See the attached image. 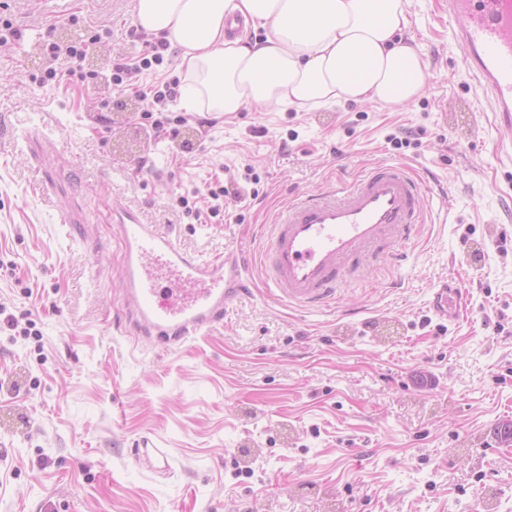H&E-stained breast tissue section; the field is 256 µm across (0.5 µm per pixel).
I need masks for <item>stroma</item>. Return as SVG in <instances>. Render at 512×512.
Listing matches in <instances>:
<instances>
[{"label":"stroma","instance_id":"obj_1","mask_svg":"<svg viewBox=\"0 0 512 512\" xmlns=\"http://www.w3.org/2000/svg\"><path fill=\"white\" fill-rule=\"evenodd\" d=\"M407 7L430 71L417 101L225 116L170 101L174 135L140 94L178 59L122 93L33 81L46 37L101 34L91 70L138 54L133 0H70L51 22L0 0L22 34L0 47V308L18 323L0 330V512H512V142L445 0ZM383 161L431 189L402 258L344 283L341 306L280 300L261 264L278 211ZM218 183L239 192L218 216L179 204ZM115 203L195 255L242 253L249 297L178 349L130 348ZM445 283L459 319L433 311ZM145 438L165 471L136 460ZM448 293L455 298V309L453 317L459 316L462 309L463 293L460 288H448V284H443L434 294L433 308L437 315L441 318L448 319Z\"/></svg>","mask_w":512,"mask_h":512}]
</instances>
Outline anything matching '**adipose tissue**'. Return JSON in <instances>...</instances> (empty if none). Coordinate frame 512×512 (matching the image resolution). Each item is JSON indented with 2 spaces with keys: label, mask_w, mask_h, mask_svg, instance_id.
Wrapping results in <instances>:
<instances>
[{
  "label": "adipose tissue",
  "mask_w": 512,
  "mask_h": 512,
  "mask_svg": "<svg viewBox=\"0 0 512 512\" xmlns=\"http://www.w3.org/2000/svg\"><path fill=\"white\" fill-rule=\"evenodd\" d=\"M232 16L264 39L227 36ZM134 19L177 50L188 112L411 103L429 75L407 0H135Z\"/></svg>",
  "instance_id": "obj_1"
}]
</instances>
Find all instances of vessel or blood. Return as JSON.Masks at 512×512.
<instances>
[{
  "instance_id": "1",
  "label": "vessel or blood",
  "mask_w": 512,
  "mask_h": 512,
  "mask_svg": "<svg viewBox=\"0 0 512 512\" xmlns=\"http://www.w3.org/2000/svg\"><path fill=\"white\" fill-rule=\"evenodd\" d=\"M448 26L464 52L470 78L493 102L501 129L512 136V0H448ZM421 178L401 163L362 171L340 191L290 200L279 213L265 254L266 280L281 299L302 307L339 303L342 284L396 246L411 240L426 213ZM122 247L125 331L165 346L205 335L224 320L230 302L248 297L247 265L236 252L203 259L180 247L139 210L111 212ZM184 288L173 302L163 277Z\"/></svg>"
}]
</instances>
